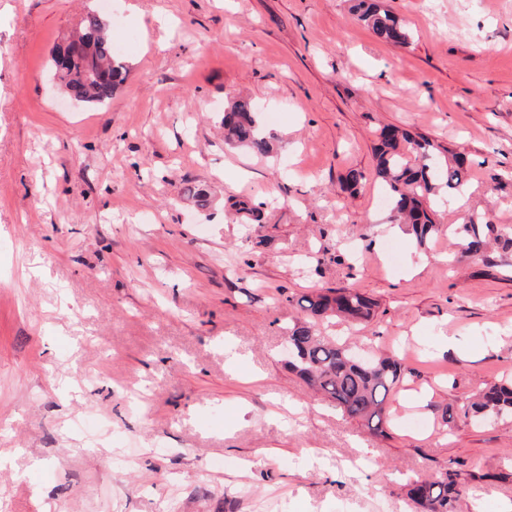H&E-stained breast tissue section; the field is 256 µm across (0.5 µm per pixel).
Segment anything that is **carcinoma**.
<instances>
[{
    "instance_id": "obj_1",
    "label": "carcinoma",
    "mask_w": 512,
    "mask_h": 512,
    "mask_svg": "<svg viewBox=\"0 0 512 512\" xmlns=\"http://www.w3.org/2000/svg\"><path fill=\"white\" fill-rule=\"evenodd\" d=\"M358 21L379 37L397 45L409 43L407 26L378 0H357ZM82 54L64 65L53 59L59 89L70 99L86 105H103L124 82L127 67L112 47L106 23L97 12L87 13L77 34ZM224 144L254 154L270 153V137L260 127L254 108L245 101H232L221 118ZM433 143L400 130L380 131L374 148L377 175L393 214L405 225L418 246L426 245L438 231L430 201L446 190L466 186L467 163L460 157L434 162ZM512 247V236L490 224L471 221L455 232V247L466 257H475L491 243ZM298 305L304 315L284 328L288 338L287 367L315 393L334 403L348 418L360 423L376 437L388 436L392 418L387 407L389 394L402 384L409 371L402 362L386 356L365 358L330 336L322 335L323 320L366 324L376 313L377 303L355 288H320L302 295ZM464 416L497 419L512 414V382L489 387L462 406ZM407 496L416 512H456L457 503L469 496V487L445 472L435 480H411Z\"/></svg>"
}]
</instances>
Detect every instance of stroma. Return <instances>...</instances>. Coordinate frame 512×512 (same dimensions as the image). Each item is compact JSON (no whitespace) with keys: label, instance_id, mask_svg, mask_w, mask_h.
Here are the masks:
<instances>
[{"label":"stroma","instance_id":"stroma-1","mask_svg":"<svg viewBox=\"0 0 512 512\" xmlns=\"http://www.w3.org/2000/svg\"><path fill=\"white\" fill-rule=\"evenodd\" d=\"M385 3L409 45L351 0H112L127 77L89 107L51 52L99 0H0V512H415L407 480L448 470L464 512L512 504V416L446 423L512 376V248L452 246L512 229V0ZM231 100L268 156L225 146ZM386 126L469 163L423 247L379 203ZM343 287L377 313L328 333L410 371L386 438L285 365L297 299ZM357 19L379 37L397 45H407L411 34L407 26L389 10L383 9L377 0H357L354 5ZM455 247L458 253L466 257H475L485 250L493 241L502 244L503 248L512 247L509 233L498 231L491 224H479L470 221L460 225L455 232Z\"/></svg>","mask_w":512,"mask_h":512}]
</instances>
